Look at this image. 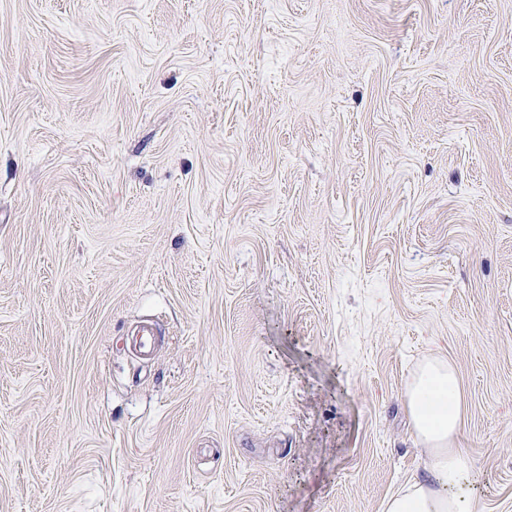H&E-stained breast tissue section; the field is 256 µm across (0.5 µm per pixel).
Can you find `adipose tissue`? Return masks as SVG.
I'll return each mask as SVG.
<instances>
[{"instance_id": "obj_1", "label": "adipose tissue", "mask_w": 512, "mask_h": 512, "mask_svg": "<svg viewBox=\"0 0 512 512\" xmlns=\"http://www.w3.org/2000/svg\"><path fill=\"white\" fill-rule=\"evenodd\" d=\"M406 405L427 452L428 476L390 496L383 512H476L469 493L470 464L454 449L463 427V403L453 366L426 361L407 389Z\"/></svg>"}]
</instances>
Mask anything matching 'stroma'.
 <instances>
[{
  "label": "stroma",
  "mask_w": 512,
  "mask_h": 512,
  "mask_svg": "<svg viewBox=\"0 0 512 512\" xmlns=\"http://www.w3.org/2000/svg\"><path fill=\"white\" fill-rule=\"evenodd\" d=\"M429 358L512 512V0H0V512H382Z\"/></svg>",
  "instance_id": "obj_1"
}]
</instances>
